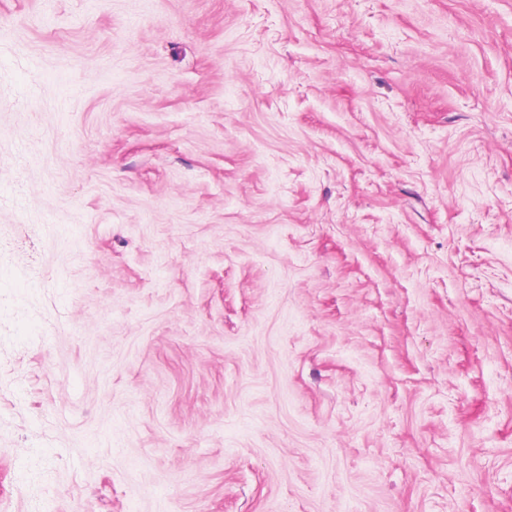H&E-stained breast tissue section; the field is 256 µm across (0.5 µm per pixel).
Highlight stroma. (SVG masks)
Returning <instances> with one entry per match:
<instances>
[{
    "mask_svg": "<svg viewBox=\"0 0 512 512\" xmlns=\"http://www.w3.org/2000/svg\"><path fill=\"white\" fill-rule=\"evenodd\" d=\"M0 512H512V0H0Z\"/></svg>",
    "mask_w": 512,
    "mask_h": 512,
    "instance_id": "35a3bbf8",
    "label": "stroma"
}]
</instances>
